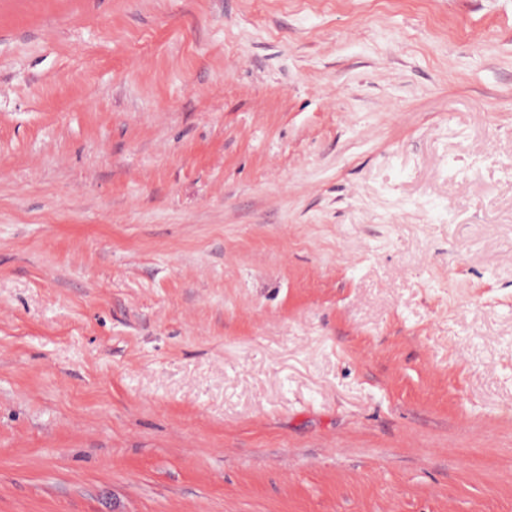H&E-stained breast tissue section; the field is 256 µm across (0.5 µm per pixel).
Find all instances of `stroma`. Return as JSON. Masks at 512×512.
<instances>
[{
	"label": "stroma",
	"instance_id": "stroma-1",
	"mask_svg": "<svg viewBox=\"0 0 512 512\" xmlns=\"http://www.w3.org/2000/svg\"><path fill=\"white\" fill-rule=\"evenodd\" d=\"M0 512H512V0H0Z\"/></svg>",
	"mask_w": 512,
	"mask_h": 512
}]
</instances>
